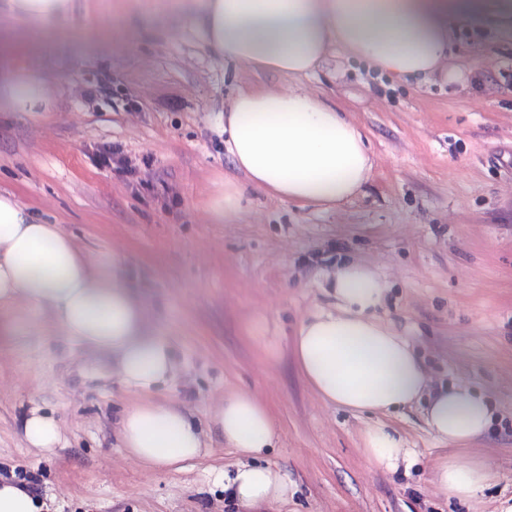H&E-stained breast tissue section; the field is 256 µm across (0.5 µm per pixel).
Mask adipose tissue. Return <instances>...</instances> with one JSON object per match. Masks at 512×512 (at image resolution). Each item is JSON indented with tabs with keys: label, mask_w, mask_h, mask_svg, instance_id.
Wrapping results in <instances>:
<instances>
[{
	"label": "adipose tissue",
	"mask_w": 512,
	"mask_h": 512,
	"mask_svg": "<svg viewBox=\"0 0 512 512\" xmlns=\"http://www.w3.org/2000/svg\"><path fill=\"white\" fill-rule=\"evenodd\" d=\"M72 6V0H0V43L18 52L41 48L58 36L55 22ZM166 10L189 17L215 59L293 77L313 71L339 44L381 71L421 81L448 61L451 20H477L492 10L512 27V0H166ZM20 19L40 24L39 40L17 27ZM0 88L23 111L50 95L47 82L8 69L0 71ZM224 131L235 169L281 201L337 207L361 193L371 175L364 133L321 95L241 87L224 106ZM123 266L116 253L86 255L59 225L38 223L14 194L0 193V306L21 302L48 312L66 336L109 358L118 380L144 395L118 422L124 448L147 466L177 467L200 456L202 433L187 411L150 397L176 364L169 339L125 285ZM327 287L331 309L303 320L292 346L301 376L323 402L381 415L421 402L430 433L453 444L489 430L486 397L466 386L433 387L413 348L377 318L389 287L373 270L342 261ZM213 423L240 454L221 474L225 493L251 512L287 500L285 477L259 461L278 438L269 407L253 394L228 393ZM21 432L30 447L47 451L62 439L56 419L38 408L25 414ZM363 450L390 472L412 457L403 437L384 424L367 430ZM486 479L474 461L450 458L436 471L440 491L457 500L474 496ZM46 508L26 482L0 478V512Z\"/></svg>",
	"instance_id": "adipose-tissue-1"
}]
</instances>
